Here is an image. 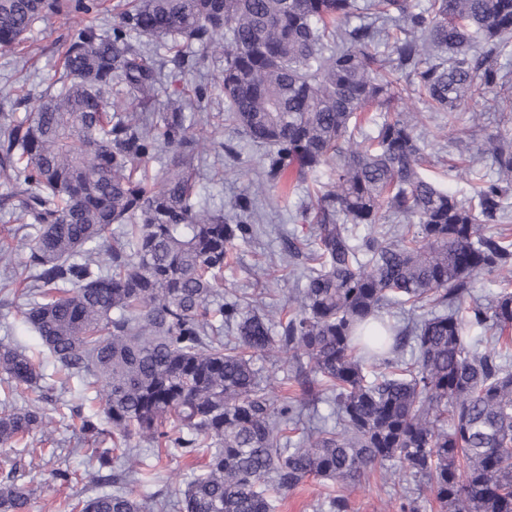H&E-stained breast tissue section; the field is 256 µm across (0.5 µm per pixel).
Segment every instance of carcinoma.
<instances>
[{
  "instance_id": "1",
  "label": "carcinoma",
  "mask_w": 512,
  "mask_h": 512,
  "mask_svg": "<svg viewBox=\"0 0 512 512\" xmlns=\"http://www.w3.org/2000/svg\"><path fill=\"white\" fill-rule=\"evenodd\" d=\"M102 6L0 0L13 53L47 17L79 18L46 89L4 96L30 112L0 113V213L25 253L15 267L0 246V294L28 283L24 322L46 349L37 362L0 341V447L15 454L0 512H29L20 444L46 417L16 396L47 363L82 383L70 412L83 434L103 433L83 413L96 401L113 432L155 445L153 462L86 449L82 478L112 490L81 512H275L309 477L329 485L327 512H349L345 491L378 467L425 479L440 512H512V235L496 228L512 218V134L464 156L461 199L423 174L431 116L395 107L401 74L470 130L484 112L461 109L476 96L512 111V0H129L108 28ZM217 56L214 84L161 99ZM215 91L223 121L264 148L261 179L227 214L199 201ZM158 159L155 180L142 167ZM272 189L306 192L293 218L314 225L280 239L281 277L298 281L276 318L270 288L221 291ZM492 274L499 291L473 296ZM280 362L299 395L276 393ZM322 402L334 424L305 422ZM164 455L204 466L173 504L134 496Z\"/></svg>"
}]
</instances>
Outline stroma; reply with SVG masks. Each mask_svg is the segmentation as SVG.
<instances>
[{"instance_id":"1","label":"stroma","mask_w":512,"mask_h":512,"mask_svg":"<svg viewBox=\"0 0 512 512\" xmlns=\"http://www.w3.org/2000/svg\"><path fill=\"white\" fill-rule=\"evenodd\" d=\"M73 26V21L57 16L40 23L28 36L32 54L26 63L15 54L0 50V91L21 85L40 87L59 68L58 39L67 35ZM437 123V128L426 138L430 162L425 174L440 187L469 194L467 176L457 166L456 141H463L473 148L484 135L505 129L512 131V112L490 113L483 130L476 132L467 131L464 123L449 119L444 112L439 113ZM226 142L237 145L239 154L236 159L223 155L220 146ZM203 151L205 173L217 169L224 172L223 182L216 184L207 180L203 183V196L210 206L231 203L256 182L263 151L237 130L221 125L205 127ZM297 203V198L293 197L280 204L277 211L262 209L257 235L252 242L237 246L235 263L224 270L225 297L253 292L260 266L269 265L277 257L279 235L294 227L291 215ZM77 394V382L61 386L57 375L49 369L37 389L25 391L17 400L18 405L34 403L46 412L49 420L47 445L55 450L50 457L34 455L32 468L25 474L26 482L34 491L31 512H80L81 502L88 495L83 481L77 477L65 482L55 476L59 467L69 468L77 475L85 469V458L81 452L86 445L85 439L79 431L78 422L66 416L63 409L64 403H75ZM399 491L422 504L431 498L424 482L410 476L377 471L347 490L349 512H381L385 502Z\"/></svg>"}]
</instances>
